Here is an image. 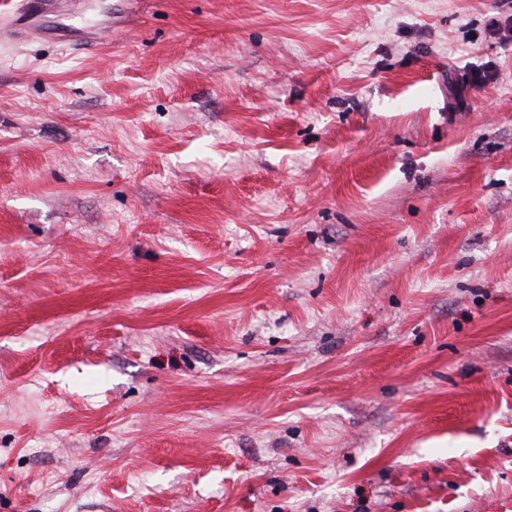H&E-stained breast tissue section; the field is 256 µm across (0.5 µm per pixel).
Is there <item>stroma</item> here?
Masks as SVG:
<instances>
[{"label": "stroma", "mask_w": 512, "mask_h": 512, "mask_svg": "<svg viewBox=\"0 0 512 512\" xmlns=\"http://www.w3.org/2000/svg\"><path fill=\"white\" fill-rule=\"evenodd\" d=\"M23 9L0 512H512V0Z\"/></svg>", "instance_id": "obj_1"}]
</instances>
